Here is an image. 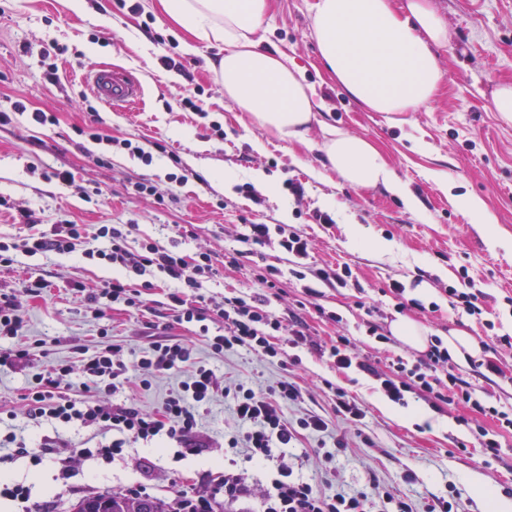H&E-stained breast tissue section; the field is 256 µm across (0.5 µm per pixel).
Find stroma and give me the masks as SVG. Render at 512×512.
Segmentation results:
<instances>
[{
  "label": "stroma",
  "instance_id": "stroma-1",
  "mask_svg": "<svg viewBox=\"0 0 512 512\" xmlns=\"http://www.w3.org/2000/svg\"><path fill=\"white\" fill-rule=\"evenodd\" d=\"M316 2L269 0L254 34L262 47L299 66L315 93L317 122L302 143L254 127L248 113L225 98L223 84L209 68L223 56V43L200 41L194 53H186L184 33L160 11L158 0H83L79 13L70 0H0V107L22 100L29 108L27 115L0 125V199L7 202L0 210V239L19 244L69 221L81 225L91 242L101 225L126 224L130 247L151 242L189 257L210 253L214 270L202 290L208 298L251 291L258 265H272L282 270L283 282L279 294L268 295L267 310L297 316L313 339L349 337L355 352L385 373L391 357L410 358L417 351L396 338L376 343L366 334L367 322L387 329L404 316L428 337L465 332L481 343L480 359L498 364L504 376L490 385L472 371L469 360H457V367L499 405L512 407V350L486 347L492 336L512 334V306L506 303L512 297V122L492 107L496 88L512 84V0H433L450 33L447 46L438 50L445 77L429 104L396 114L368 111L322 68L311 26ZM52 41L67 46V55H43ZM166 56L176 61L175 69L163 65ZM99 65L140 81L145 104L139 111L115 109L96 97L89 72ZM51 70L57 77L53 83L46 78ZM193 89L200 90L206 114L183 108L182 98ZM33 110L54 115V123L32 122ZM325 124L379 148L414 196V206L384 188L345 183L323 150ZM88 128L113 138L110 165L89 160L83 135ZM124 139L146 148L157 142L166 151L146 166L120 148ZM55 170L69 171L71 184L49 180ZM172 172L183 175V183H170ZM143 177L152 179L164 202L137 192ZM289 179L303 186V197L287 190ZM270 182L276 193L267 191ZM468 196L479 197L495 217L499 245H491L484 226L463 209ZM25 211L33 223L23 222ZM321 213L330 214L332 223H319ZM244 220L284 224L306 236L311 243L307 267L349 266L347 286L309 298L291 274L287 255L274 244L241 257L238 266H225L223 256L236 248ZM353 224L366 228V243L351 244ZM377 239L386 243L384 252L373 250ZM464 272L487 293V308L497 312L494 322L449 307L445 290L458 285ZM113 275L111 265L79 251L21 253L13 266L0 268V293L14 296L19 305L22 340L34 355L30 368L0 369L1 408L22 411L28 384L44 362L74 361L81 350L92 352L112 340L132 362L157 337L171 336L190 344L197 360L218 378L264 389L286 377L301 386L303 399L284 409L288 419L318 411L329 421V436L347 445L336 470L324 469L312 453L305 461L303 472L318 488L346 489L372 476L411 499L416 512L449 482L460 491L466 512H488V502L477 492L486 481L496 497L512 500V432L502 434L500 457L487 464L469 427L478 417L469 409L448 406L438 412L413 394L406 405L394 404L374 377L354 369L338 372L304 348L298 351L300 363L286 370L243 350L214 354L195 326L178 324L166 309L164 284L153 289L147 307L109 309L104 319H94L72 284L79 281L98 292ZM33 277L48 282L41 296L25 290ZM394 281L403 283L407 297L420 300L422 309L397 311L387 292ZM321 306L341 314L342 322L321 317ZM182 378L176 371L154 380L150 390L120 393L114 400L155 411ZM334 384L364 405V422L337 416ZM232 427L230 411L219 403L199 421L196 456L135 446L112 460L76 454L64 460L54 453L38 464L28 457L0 464V482L30 490L25 503L0 495V512H72L82 498L135 487L168 501L182 485L209 494L213 473L224 466V433ZM25 434L75 451L97 444L92 429L78 425L33 424ZM408 469L415 472V483L403 482Z\"/></svg>",
  "mask_w": 512,
  "mask_h": 512
}]
</instances>
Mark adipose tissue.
Masks as SVG:
<instances>
[{
  "mask_svg": "<svg viewBox=\"0 0 512 512\" xmlns=\"http://www.w3.org/2000/svg\"><path fill=\"white\" fill-rule=\"evenodd\" d=\"M164 14L189 36L220 41L213 69L224 95L254 125L284 140H304L317 104L301 69L260 50L252 35L268 0H159ZM320 60L347 94L372 112H411L431 102L444 79L435 53L447 45L448 25L430 0H317L311 18ZM330 166L351 186H384L414 198L368 140L324 126Z\"/></svg>",
  "mask_w": 512,
  "mask_h": 512,
  "instance_id": "1",
  "label": "adipose tissue"
}]
</instances>
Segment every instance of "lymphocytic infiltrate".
Listing matches in <instances>:
<instances>
[{"instance_id": "obj_1", "label": "lymphocytic infiltrate", "mask_w": 512, "mask_h": 512, "mask_svg": "<svg viewBox=\"0 0 512 512\" xmlns=\"http://www.w3.org/2000/svg\"><path fill=\"white\" fill-rule=\"evenodd\" d=\"M99 236L104 239V246L85 248V257L103 260L120 269L122 275L108 282L99 293L76 284V292L83 295L96 319L104 318L108 305L139 308L143 293L151 291L156 281L170 282L176 287L168 295L176 322L196 325L214 353L241 349L285 368L294 362L290 349L307 346L326 358L331 367L354 368L378 376L381 391L393 403H404L409 394L436 409L462 403L478 415L495 419L500 430H512V412L488 402L457 372L439 337H431L421 358H395L391 374L381 375L368 361L358 358L348 337H336L328 345L311 341L304 330L291 328L284 319L263 309L261 300L254 295L232 294L218 301L187 303L181 291L186 288L196 293L203 288L212 269L208 253H200L190 262L180 252L151 243L132 250L128 246L129 227L125 224L102 225ZM80 239L79 225L66 223L54 225L51 233L27 238L20 245L0 240V267L13 264L14 251L68 254L75 251ZM237 240L250 248L274 242L293 258L303 260L309 256L308 239L279 224L242 225ZM218 319L222 320L224 331L211 333L209 324ZM23 323L13 297L0 293L1 368L21 369L31 360L27 345L18 341ZM180 370L187 371V379L156 412L131 404H107L85 398L89 392L123 393L134 384L147 388L152 379ZM71 374L80 379L82 398H74L61 389L63 377ZM219 397L230 408L235 423L234 429L224 435L225 450L247 449L248 464L267 467L273 473L263 493L262 512H414L411 500L381 490L373 478L348 491L317 489L285 460L301 437L322 435L328 430L327 422L314 412L293 421L285 416L284 405L302 399L300 387L285 379L264 390L244 382L220 381L212 368L196 360L189 344L170 337L154 341L133 362L124 359L121 345L112 343L78 363L55 369L53 374L35 375L21 416L38 424L95 427L108 437L95 453L107 459L121 455L128 445L138 441L159 446L172 441L183 454L193 456L200 446L197 426L201 412Z\"/></svg>"}]
</instances>
